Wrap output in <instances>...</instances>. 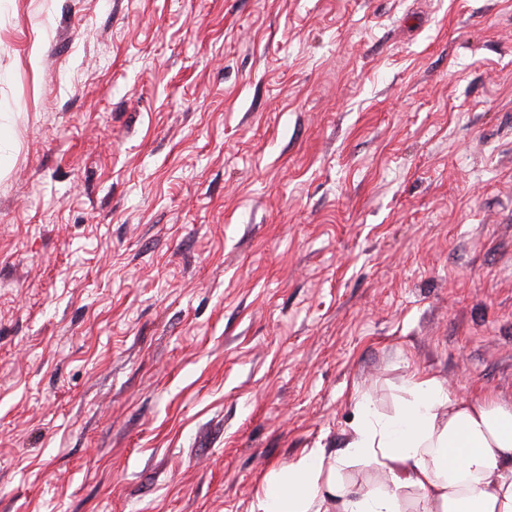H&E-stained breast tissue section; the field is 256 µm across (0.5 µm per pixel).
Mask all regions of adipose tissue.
I'll list each match as a JSON object with an SVG mask.
<instances>
[{
	"instance_id": "adipose-tissue-1",
	"label": "adipose tissue",
	"mask_w": 512,
	"mask_h": 512,
	"mask_svg": "<svg viewBox=\"0 0 512 512\" xmlns=\"http://www.w3.org/2000/svg\"><path fill=\"white\" fill-rule=\"evenodd\" d=\"M391 415L364 399L343 449H310L271 475L258 512H512V408L451 396L414 375ZM376 484L353 489L352 462Z\"/></svg>"
}]
</instances>
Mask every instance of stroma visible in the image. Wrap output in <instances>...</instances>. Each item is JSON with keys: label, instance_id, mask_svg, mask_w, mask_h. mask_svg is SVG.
I'll return each mask as SVG.
<instances>
[{"label": "stroma", "instance_id": "35a3bbf8", "mask_svg": "<svg viewBox=\"0 0 512 512\" xmlns=\"http://www.w3.org/2000/svg\"><path fill=\"white\" fill-rule=\"evenodd\" d=\"M415 372L512 406V0H0V512H255Z\"/></svg>", "mask_w": 512, "mask_h": 512}]
</instances>
